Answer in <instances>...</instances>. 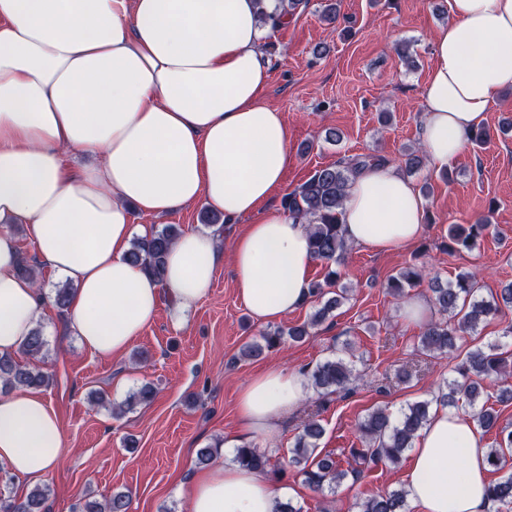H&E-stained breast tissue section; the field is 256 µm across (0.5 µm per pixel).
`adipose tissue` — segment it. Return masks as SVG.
<instances>
[{
    "label": "adipose tissue",
    "mask_w": 512,
    "mask_h": 512,
    "mask_svg": "<svg viewBox=\"0 0 512 512\" xmlns=\"http://www.w3.org/2000/svg\"><path fill=\"white\" fill-rule=\"evenodd\" d=\"M275 0H0V356L16 355L47 298L18 271L11 225L75 289L70 331L111 357L155 318L163 295L180 308L206 295L224 260L257 321L306 301L313 257L307 224L272 205L290 160L282 115L266 106L270 61L260 8ZM423 90L421 138L446 168L512 88V0H450ZM94 161L75 166L70 156ZM244 223L229 246L183 233L161 278L125 259L133 213L157 217L193 204ZM425 204L390 163L349 183L347 240L384 253L422 236ZM308 383L271 368L238 393L243 436L269 438L299 408ZM406 488L418 512H490V465L471 416L435 410L411 450ZM64 455L62 426L39 390L0 393V462L26 481ZM265 475L227 462L189 485L190 512H274Z\"/></svg>",
    "instance_id": "adipose-tissue-1"
}]
</instances>
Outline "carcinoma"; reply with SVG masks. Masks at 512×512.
I'll use <instances>...</instances> for the list:
<instances>
[{"label":"carcinoma","instance_id":"cac0c4a2","mask_svg":"<svg viewBox=\"0 0 512 512\" xmlns=\"http://www.w3.org/2000/svg\"><path fill=\"white\" fill-rule=\"evenodd\" d=\"M379 161L373 156L341 159L334 164L316 169L302 184L289 192L282 200L283 209L292 218L306 221L310 229V246L314 258L326 266L325 283L310 284L309 298L321 300V306L310 322L296 327L278 326L261 333L260 341L248 344L241 356H259L281 346L288 340L299 341L309 335V329L324 322L344 300L349 289L325 290L337 285L341 278L338 267L344 263L348 243L340 222V209L350 178L360 169ZM482 222L456 225L447 245L448 250H471L478 239L488 230ZM181 235L176 224H167L150 237L136 239L127 252V259L141 265L154 277L161 275L169 247ZM423 281V271L415 265L404 267L388 282L389 291L405 296L408 288H415ZM432 301L443 320L428 324L421 333L420 346L424 354L445 357L459 350L465 336L476 331L480 322L512 308V283L501 289L500 296L491 299L479 298L477 276L473 272L457 275L455 282L442 283L435 279L429 283ZM45 339L37 329L24 342L22 352L33 357H44ZM512 364V353L503 351L499 344L472 346L457 367L465 378L464 383L447 381L438 388L435 402L454 407L464 399L473 407L472 417L486 432L496 434V446L487 449L489 464L494 470L504 467L505 452L512 449V430L498 425V415L491 408L476 407L482 393V382L492 376L506 373ZM308 385L321 397L348 390L353 377L352 363L341 357L331 358L303 371ZM49 375L38 365L18 364L12 357H0V386L8 390L16 387L39 388L48 385ZM432 402L420 400L407 405L400 416L392 418L386 408L370 411L359 423L363 447L352 449L359 468L350 471L358 477L363 469L388 461L395 465L403 454L412 447L420 430L429 421ZM324 434L320 422L310 418L304 422L298 435L288 465L303 477V482L315 493L333 492L347 477L348 471L329 454L318 452V442ZM233 462L248 469L258 470L279 480L286 474V468L273 459L267 451L251 444L235 449ZM489 492L493 501L504 507H512V473L490 483ZM408 492L403 489L373 495L357 503L358 512H404ZM47 489L36 487L25 497L16 499L0 495V512H45ZM130 493L112 495L105 504L87 502L83 512H128Z\"/></svg>","mask_w":512,"mask_h":512}]
</instances>
